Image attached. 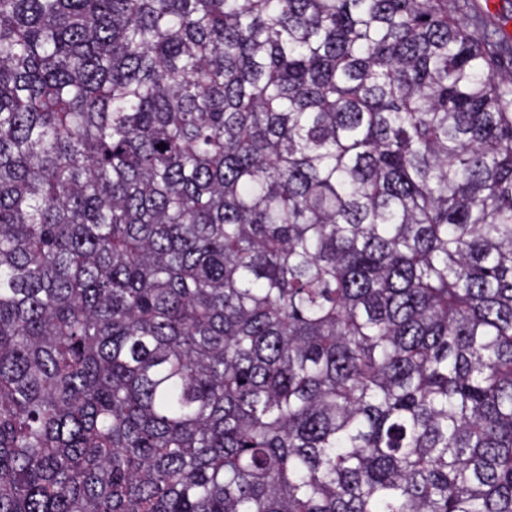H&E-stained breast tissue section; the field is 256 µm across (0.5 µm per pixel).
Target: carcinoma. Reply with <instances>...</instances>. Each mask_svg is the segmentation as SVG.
I'll return each instance as SVG.
<instances>
[{
	"label": "carcinoma",
	"mask_w": 512,
	"mask_h": 512,
	"mask_svg": "<svg viewBox=\"0 0 512 512\" xmlns=\"http://www.w3.org/2000/svg\"><path fill=\"white\" fill-rule=\"evenodd\" d=\"M503 59L472 0H0V512H512Z\"/></svg>",
	"instance_id": "obj_1"
}]
</instances>
